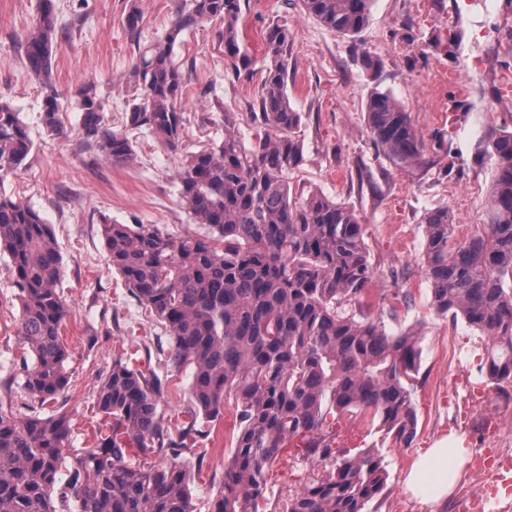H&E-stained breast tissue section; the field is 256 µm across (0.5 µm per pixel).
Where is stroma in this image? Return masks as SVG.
Here are the masks:
<instances>
[{
	"instance_id": "stroma-1",
	"label": "stroma",
	"mask_w": 512,
	"mask_h": 512,
	"mask_svg": "<svg viewBox=\"0 0 512 512\" xmlns=\"http://www.w3.org/2000/svg\"><path fill=\"white\" fill-rule=\"evenodd\" d=\"M68 32L53 49L54 85L62 103L64 136H50L39 120L44 89L27 72L18 43L38 14L39 0H0V101L21 112L34 142L25 169L0 184V194L23 200L53 225L62 257L59 292L70 315L62 331L71 356L70 384L57 401L39 403L14 382L0 402L17 415L42 406L44 415L66 414L74 434L64 452L63 479L74 471L81 423L90 414L99 379L122 345L163 366L170 333L130 294L112 270L101 235L102 218L117 224H152L178 237L206 234L182 208L174 183L181 152L151 134L130 130L137 154L128 166H112L86 150L75 107L80 88L94 83L107 105L111 127L122 125L138 43L162 36L179 0H55ZM143 16L138 38L125 27L130 8ZM272 23L292 33L288 94L303 114V161L296 181L354 209L366 226L374 278L364 310L390 333L410 328L422 336V355L412 391L416 434L396 447L363 416L336 419V449L353 455L379 449L388 474L383 494L367 512H422L404 491V474L426 448L454 433L469 455L441 512H466L467 499H486L484 512H512V383L487 382L480 368L487 339L464 321L438 315L426 278L422 218L447 208L458 235L482 229L490 192L491 163L478 148L487 135L512 132V0H373L368 25L356 38L330 32L302 13L299 0H243L245 46L253 73L237 76L224 61L221 22L190 30L174 49L187 89L182 101L181 151H196L224 137V116L245 124L262 83L263 32ZM210 96H203V89ZM389 92L409 113L424 140L422 159L394 163L378 149L364 109L373 89ZM9 255L0 250V380L23 350L17 323L20 303ZM191 369L169 370L158 413L165 425L189 402ZM235 411L204 442L205 454L179 459L191 475L196 512H210L230 457ZM275 471L267 512H279L289 490L315 466L296 447Z\"/></svg>"
}]
</instances>
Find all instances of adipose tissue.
<instances>
[{
  "label": "adipose tissue",
  "mask_w": 512,
  "mask_h": 512,
  "mask_svg": "<svg viewBox=\"0 0 512 512\" xmlns=\"http://www.w3.org/2000/svg\"><path fill=\"white\" fill-rule=\"evenodd\" d=\"M468 454L463 440L446 437L411 463L405 478L406 489L426 512H438L446 502Z\"/></svg>",
  "instance_id": "obj_1"
}]
</instances>
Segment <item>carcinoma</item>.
<instances>
[{
	"mask_svg": "<svg viewBox=\"0 0 512 512\" xmlns=\"http://www.w3.org/2000/svg\"><path fill=\"white\" fill-rule=\"evenodd\" d=\"M300 2L325 28L354 38L369 22L372 0ZM241 15V0H187L160 39L138 47L130 78L139 93L127 101L125 127L179 150L186 84L174 48L185 32L220 19L224 57L232 69L245 70L251 58ZM57 34L53 0H41L20 52L45 88L39 119L51 136L63 134L53 91ZM290 37L286 25L265 31V77L248 113L250 136L226 114L223 140L181 155L180 202L209 235L172 237L151 224L102 217L109 264L169 328L166 366L192 369L180 426L171 432L157 413L166 381L121 355L96 392L97 414L112 433L95 434L62 485L67 416H17L0 405V512H68L72 505L76 512H195L190 474L177 459L207 437L200 421L221 418L230 395L235 446L212 512H267L268 477L294 439L302 456L323 469L288 495L282 512H365L383 492L387 472L379 450L336 455L328 417L369 414L394 445L410 444L421 337L412 329L389 334L355 310L374 276L365 227L344 204L293 186L303 143L302 113L287 89ZM76 109L88 149L114 165L136 160L127 132L106 122L94 84L82 86ZM365 121L388 158L411 164L423 156V139L389 93H371ZM33 147L21 113L0 102V181L25 167ZM484 147L492 162L487 224L459 238L448 209L427 212L423 267L435 312L460 317L487 336L485 376L499 383L512 379V133L491 134ZM0 245L10 258L21 305L18 335L27 346L15 371L43 405L69 383L61 254L39 211L3 195ZM167 456L171 462H158Z\"/></svg>",
	"mask_w": 512,
	"mask_h": 512,
	"instance_id": "carcinoma-1",
	"label": "carcinoma"
}]
</instances>
